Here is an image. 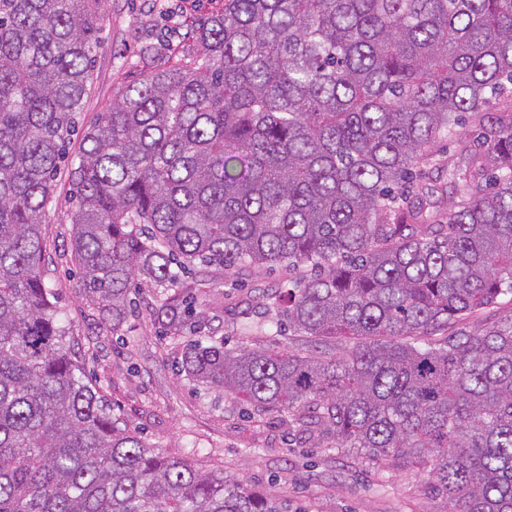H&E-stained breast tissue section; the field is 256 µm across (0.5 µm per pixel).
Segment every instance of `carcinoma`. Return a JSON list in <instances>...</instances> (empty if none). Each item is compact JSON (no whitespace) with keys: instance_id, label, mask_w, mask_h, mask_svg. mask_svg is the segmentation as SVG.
Segmentation results:
<instances>
[{"instance_id":"carcinoma-1","label":"carcinoma","mask_w":512,"mask_h":512,"mask_svg":"<svg viewBox=\"0 0 512 512\" xmlns=\"http://www.w3.org/2000/svg\"><path fill=\"white\" fill-rule=\"evenodd\" d=\"M98 0H0V512H288L148 449L65 348L40 269L62 151L90 90ZM204 53L125 86L67 168L78 288L112 331L132 290L194 336L184 274L246 264L280 286L295 352L187 343L179 370L254 412L288 410L373 463L429 469L448 512H512V0H224ZM470 117L430 223L405 184ZM512 315V294L501 296L493 308L474 313L458 327L467 331L484 329L496 321L508 319Z\"/></svg>"}]
</instances>
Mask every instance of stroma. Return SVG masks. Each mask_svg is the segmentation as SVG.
Listing matches in <instances>:
<instances>
[{
    "label": "stroma",
    "mask_w": 512,
    "mask_h": 512,
    "mask_svg": "<svg viewBox=\"0 0 512 512\" xmlns=\"http://www.w3.org/2000/svg\"><path fill=\"white\" fill-rule=\"evenodd\" d=\"M223 9L224 0H99L101 47L78 126L94 122L129 83L201 54L196 29ZM477 133L471 122L441 133L426 157L422 168L434 190L432 223H444L453 199L444 190L448 170ZM73 202L67 177L58 175L44 219V281L60 314L71 323L69 352L79 358L115 413L142 431L156 453L224 472L286 499L288 512H444V500L427 471L395 462L375 465L349 448L310 447L291 415L252 414L232 395L179 375L175 363L183 343L159 339L153 317L169 291L141 289L138 316L113 334L99 309L81 296L77 269L63 253ZM288 277L285 269L273 274L256 268L214 273L196 281V295L211 327L224 334L228 346L292 351L301 341L288 331L277 334L279 312L271 298Z\"/></svg>",
    "instance_id": "obj_1"
}]
</instances>
